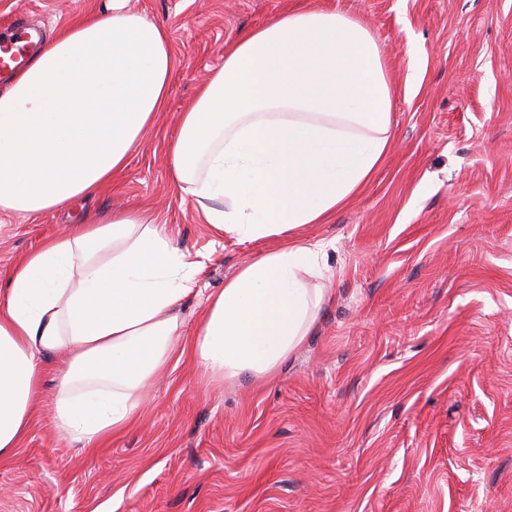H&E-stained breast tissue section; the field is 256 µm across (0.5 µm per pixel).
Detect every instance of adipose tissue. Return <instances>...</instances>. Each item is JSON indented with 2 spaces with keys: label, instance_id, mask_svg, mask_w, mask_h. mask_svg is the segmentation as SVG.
I'll return each instance as SVG.
<instances>
[{
  "label": "adipose tissue",
  "instance_id": "obj_1",
  "mask_svg": "<svg viewBox=\"0 0 512 512\" xmlns=\"http://www.w3.org/2000/svg\"><path fill=\"white\" fill-rule=\"evenodd\" d=\"M128 2L53 35L0 88V211L35 218L95 195L154 125L176 63L167 29ZM391 112L375 41L347 15L288 12L241 38L182 112L168 168L219 234L280 245L205 296L189 340L197 264L157 215L106 214L25 255L0 281V461L27 434L46 357L64 366L56 425L88 451L127 429L178 342L215 382L277 373L325 302V245L292 232L364 187Z\"/></svg>",
  "mask_w": 512,
  "mask_h": 512
}]
</instances>
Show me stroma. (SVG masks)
Instances as JSON below:
<instances>
[{
	"mask_svg": "<svg viewBox=\"0 0 512 512\" xmlns=\"http://www.w3.org/2000/svg\"><path fill=\"white\" fill-rule=\"evenodd\" d=\"M107 0H0L50 30ZM177 69L125 171L37 218L0 213V277L71 225L148 210L198 257V287L276 238L218 235L166 161L179 116L252 29L299 9L360 20L393 95L388 152L325 223L328 300L276 375L210 382L191 356L93 452L58 432L42 362L29 432L0 463V512H512V0H130Z\"/></svg>",
	"mask_w": 512,
	"mask_h": 512,
	"instance_id": "stroma-1",
	"label": "stroma"
}]
</instances>
